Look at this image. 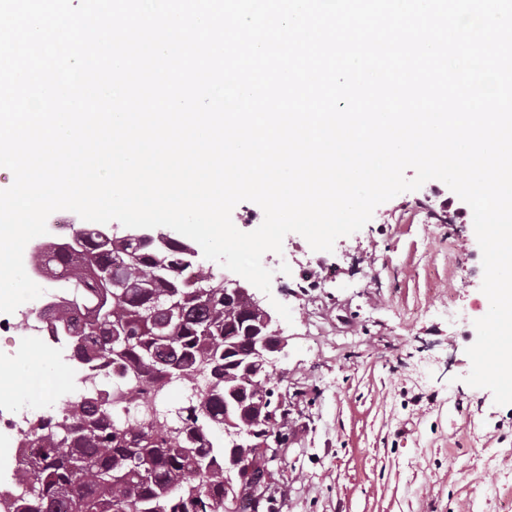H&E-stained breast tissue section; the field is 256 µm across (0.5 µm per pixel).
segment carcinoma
<instances>
[{"mask_svg": "<svg viewBox=\"0 0 512 512\" xmlns=\"http://www.w3.org/2000/svg\"><path fill=\"white\" fill-rule=\"evenodd\" d=\"M189 246L171 236L156 249L84 228L63 252L41 247L71 287L95 289L50 314L73 360L112 366L135 400L201 372L207 385L175 426L158 413L117 418L105 397L40 419L25 434L37 452L18 470L14 512H248L236 463L255 449L218 442L213 431L256 427L260 406L234 394L264 382L267 366L249 354L252 316L225 303L224 278L190 261ZM101 269L112 282L94 277Z\"/></svg>", "mask_w": 512, "mask_h": 512, "instance_id": "1", "label": "carcinoma"}]
</instances>
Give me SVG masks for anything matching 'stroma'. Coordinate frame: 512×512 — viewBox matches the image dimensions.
<instances>
[{
    "instance_id": "35a3bbf8",
    "label": "stroma",
    "mask_w": 512,
    "mask_h": 512,
    "mask_svg": "<svg viewBox=\"0 0 512 512\" xmlns=\"http://www.w3.org/2000/svg\"><path fill=\"white\" fill-rule=\"evenodd\" d=\"M439 180L379 205L370 221L312 251L288 234L265 253L273 297L291 321L277 363L288 388V446L273 463L281 512H512V405L464 381L474 322L489 302L482 275L455 262L482 253L472 218H427ZM315 285L298 290L299 275ZM463 311L449 322V301ZM0 335V366L53 349Z\"/></svg>"
}]
</instances>
